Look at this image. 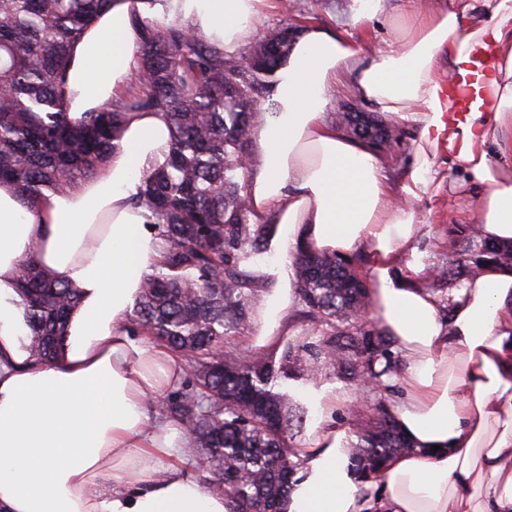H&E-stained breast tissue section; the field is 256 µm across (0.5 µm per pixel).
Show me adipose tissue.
Wrapping results in <instances>:
<instances>
[{"label":"adipose tissue","instance_id":"1","mask_svg":"<svg viewBox=\"0 0 512 512\" xmlns=\"http://www.w3.org/2000/svg\"><path fill=\"white\" fill-rule=\"evenodd\" d=\"M275 0H112L72 44L65 106L71 117L115 102L137 66L133 16H181L225 53H237ZM492 93L453 124L451 77L477 60ZM346 86L418 131L399 182L378 152L325 119L329 93ZM277 112L259 114L250 168L252 215L272 217L277 260L250 335L279 336L297 297L293 256L364 252L368 316L403 361L392 416L411 449L378 477L357 478L344 403L332 384L302 390L316 421L300 446L305 478L285 512H512V266L490 263L443 301L420 278L417 238L431 218L420 203L439 176L436 158L480 193L479 232L512 248V0H406L391 38L372 56L348 36L309 25L274 73ZM164 113L133 112L99 174L26 208L0 186V512H230L175 460L180 427L152 418L149 398L181 369L134 335L141 284L162 259L141 176L163 164ZM74 284L81 298L64 353L33 365L16 292L22 261Z\"/></svg>","mask_w":512,"mask_h":512}]
</instances>
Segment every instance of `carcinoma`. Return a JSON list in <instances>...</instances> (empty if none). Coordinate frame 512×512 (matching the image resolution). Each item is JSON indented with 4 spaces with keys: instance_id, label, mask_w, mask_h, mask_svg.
I'll list each match as a JSON object with an SVG mask.
<instances>
[{
    "instance_id": "obj_1",
    "label": "carcinoma",
    "mask_w": 512,
    "mask_h": 512,
    "mask_svg": "<svg viewBox=\"0 0 512 512\" xmlns=\"http://www.w3.org/2000/svg\"><path fill=\"white\" fill-rule=\"evenodd\" d=\"M111 0H0V184L31 206L95 175L117 146L131 112H162L171 131L164 164L143 173L135 204L147 208L164 261L147 275L131 314L145 335L186 359L191 387L166 415L203 455L210 484L232 512H283L304 467L290 431L305 408L282 383L312 382L337 369L374 381L373 414L356 416L349 456L373 478L390 456L409 450L385 402L397 356L389 337L367 330L355 312L367 289L336 255L294 261L303 315L311 322L281 354L240 360L215 351L244 331L258 279L240 266L268 248L270 224L250 223L236 179L258 112H273V75L288 56V28L271 30L241 58L227 57L178 15L137 18L139 64L119 101L73 119L59 89L70 45ZM29 350L38 362L60 352L79 290L48 278L32 261L18 272Z\"/></svg>"
}]
</instances>
